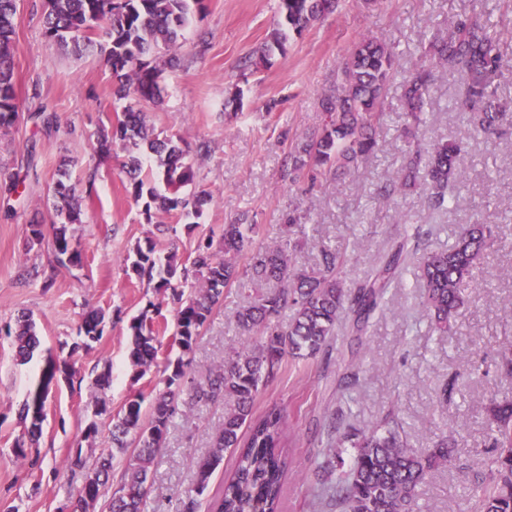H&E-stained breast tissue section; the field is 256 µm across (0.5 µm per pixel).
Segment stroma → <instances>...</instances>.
Segmentation results:
<instances>
[{
	"mask_svg": "<svg viewBox=\"0 0 512 512\" xmlns=\"http://www.w3.org/2000/svg\"><path fill=\"white\" fill-rule=\"evenodd\" d=\"M204 4V11L191 12L177 62L162 75L160 103L143 106L149 124L176 135L186 150L196 151L203 141L209 145L196 180L212 200L194 224L175 213L145 215L125 190L123 152L98 153V131L116 126L122 113L104 54L59 50L44 35V0L17 2L15 80L22 119L11 134L0 136V183L15 175L20 185L12 194L0 190V326L29 313L42 347L22 364L11 338L0 335V512H58L71 490L64 468L69 454L79 449L94 461L108 448L107 429L96 439L83 437L95 406L92 383L103 367L111 369L105 400L115 412L134 394L151 396L164 378L176 306L153 283L127 275L135 246L152 241L157 256L174 252L184 264L200 238L221 239L225 224L238 219L256 225L255 244L278 240L294 210L306 217V237L293 264L308 268L318 263L322 247L339 249L349 287L405 224L431 225L432 250L447 249L461 225H495L479 286L452 334L434 331L415 278L407 276L402 287L389 290L365 335L338 326L327 350L286 361L261 386L254 406L259 415L275 405L285 416L288 471L281 512H336L322 496L336 477L318 468L327 446L321 430L326 418L337 417L343 430L366 428L390 411L414 452L444 434L457 440L454 461L427 477L413 512H464L475 479L471 460L486 439L485 408L491 399L512 398V376L495 366L501 356L512 357V127L485 143L455 108L463 94L459 82L437 72V92L417 146L427 151L451 136L466 143V172L455 204L432 214L419 193L388 203L378 189L401 171L403 81L419 64L421 42L464 15L497 24L507 0H340L335 13L302 35H290L285 53L267 63L258 50L276 25V0ZM365 36L392 44L398 64L385 94L377 151L330 185L312 189L307 181L291 182L289 152L319 127L324 94ZM235 93L240 106H225ZM43 112L54 115L52 127L43 126ZM63 163L83 194L82 221L70 228L82 254L74 267L52 264V187ZM36 221L45 235L39 244L29 232ZM268 289L265 283L225 289L187 356L195 381H206L240 348L245 334L235 314ZM151 303L159 308L154 321L163 345L140 377L128 358L129 323ZM95 309L105 313V326L99 341L76 358L81 383L63 382L50 393L36 464L15 458L14 443L23 433L19 413L47 355L66 357L78 324ZM454 374L463 380L448 402H440V390ZM223 424V402L184 401L152 468L145 512H176L179 497L196 485L194 461L208 455Z\"/></svg>",
	"mask_w": 512,
	"mask_h": 512,
	"instance_id": "35a3bbf8",
	"label": "stroma"
}]
</instances>
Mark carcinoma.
Instances as JSON below:
<instances>
[{"mask_svg":"<svg viewBox=\"0 0 512 512\" xmlns=\"http://www.w3.org/2000/svg\"><path fill=\"white\" fill-rule=\"evenodd\" d=\"M18 0H0V133L8 134L20 119L15 88V59ZM204 0H45L44 33L59 47L75 49L96 45L116 77L114 95L125 101L122 119L100 135V151L111 154L120 143L126 153L122 161L130 187L129 194L151 209L176 212L186 218H200L210 193L204 189L189 193L183 189L195 184L194 164L185 160L181 139L160 136L148 125L142 103L160 101L163 68L158 59L179 47L181 30L192 8L202 9ZM338 0H277L278 21L260 52L267 63L286 51L288 35L301 34L313 22L334 12ZM499 33L478 16L457 20L448 34H436L421 51V62L404 79V104L408 123L421 122L430 99L437 68L458 77L463 85L461 110L467 121L487 139L498 135L512 120V103L497 95V78L504 62L497 44ZM395 70V56L384 42L366 37L359 41L336 77V84L324 96L321 128L300 142L289 154L288 174L308 179L310 185H329L337 176L366 160L379 145L382 124L380 112L385 88ZM466 150L455 140H440L430 156L412 150L404 156L401 176L385 183L380 195L392 200L403 192L421 186L425 204L434 212L448 211L456 198L463 177ZM61 172L52 189L59 226L53 237L54 262L66 267L81 263V253L72 246L68 226L82 223L80 196L76 185ZM163 183L160 191L156 182ZM284 244L254 245V224L224 225V250L216 251L212 240H201L190 267H179L176 254L162 260L155 256L152 243L136 246V259L130 270L140 278L155 282L156 291L172 297L176 309L177 345L181 355L168 362L170 374L163 380L143 413L144 397L126 403L112 417L109 440L124 452L134 447L120 481L105 497V486L113 469L114 453L99 457L90 469L82 450L66 460L71 480L83 486L96 483L91 500L77 489L72 512H90L104 500L103 512H144L151 465L163 447L170 423L177 414L179 400L188 394L196 402L224 401V426L210 454L195 461L196 487L179 502L178 512H201L200 496L224 458V452L237 454L233 474L216 492L211 512H279L287 472L283 455L284 415L272 406L254 416V402L263 382L276 375L288 357L313 358L328 346L345 313L352 314V330L363 333L370 319L382 310L388 290L396 288L409 260L419 257V281L423 305L437 329L446 331L457 321L469 302L467 286L482 265L487 244L493 238L489 224H467L455 243L443 251L426 248L431 228L407 224L399 241L379 256L367 275L353 287L343 280L344 258L335 249L322 248L316 266L297 268L290 250L298 247L294 235L301 231L297 217L285 225ZM274 284L273 289L236 312L239 328L249 342L224 364L211 372L204 383L188 376L190 353L214 308L224 297V289L249 283ZM190 292H185V289ZM289 314L288 325L280 323ZM104 315L97 313L77 328L80 341L72 352L88 350L102 335ZM130 358L140 376L156 359L161 340L153 318L143 311L129 325ZM16 357L28 362L41 346L35 324L26 315L7 326ZM47 397L29 393L21 411L25 436L16 441V458L25 459L42 432L32 413L34 402ZM491 448L494 454L472 460V468L487 476L475 483L471 496L477 512H512V399H493L486 408ZM353 449L352 465L336 477L329 494L340 512H413L416 489L427 476L452 461L455 441L442 436L423 454L408 450L398 422L386 415L383 424L372 429L349 430L336 439V452L326 454L323 469L343 466L342 449Z\"/></svg>","mask_w":512,"mask_h":512,"instance_id":"cac0c4a2","label":"carcinoma"}]
</instances>
